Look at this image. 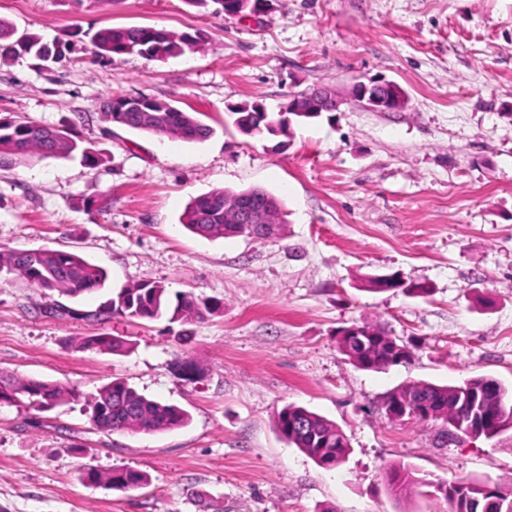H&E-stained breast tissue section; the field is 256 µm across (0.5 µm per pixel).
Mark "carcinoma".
Wrapping results in <instances>:
<instances>
[{
  "mask_svg": "<svg viewBox=\"0 0 512 512\" xmlns=\"http://www.w3.org/2000/svg\"><path fill=\"white\" fill-rule=\"evenodd\" d=\"M262 0H186L198 8L214 7V12L226 17H236L247 7L260 8ZM203 38L194 33L180 35L153 26L104 28L95 35L93 46L96 56L115 59L125 55L144 58L178 56L185 50L202 49ZM32 55L38 60L56 62L61 51L48 49L46 43L34 33L17 34L11 23L0 19V58ZM157 101L148 96H115L104 104V118L108 123L149 134L182 139L186 142L202 141L213 129L197 116L180 110L172 103L159 101L158 112L144 111ZM235 128L243 135L260 137L285 132L288 122L268 112L256 111L255 103L240 104L229 110ZM75 153L90 168H96L107 160V155L92 146L83 145L71 134L37 122L14 117L0 119V167L24 163L34 158H65ZM226 190H214L189 202L183 213L182 225L203 237H238L245 233L237 223L234 213L224 210ZM243 202L256 205L263 202L280 211L281 223L287 224V213L282 202L270 192L252 188L239 192ZM38 289L42 295L55 293L76 297L92 292L105 285L108 274L103 268L68 251L27 249L0 255V272ZM219 310V305L192 293H178L170 298L166 286L155 281H140L121 288L112 299L95 311L67 312L78 319L104 323L114 316L157 320L168 317L170 322L189 323L202 320ZM366 370L382 371L398 365L410 353L406 345L401 351L391 352L392 337L382 327L365 323ZM127 348L126 342L117 336L99 334L88 336L79 344L82 351L94 350L117 354ZM410 394L427 405L434 413V420L459 431L468 429L469 438L485 435V430L474 427L479 415L490 418L500 430L512 429V390L489 377H475L458 385H439L418 381L396 389L384 398L385 413L395 403ZM77 393L67 387L36 378H18L0 373V404H26L41 408L54 405ZM92 426L101 432L131 430L153 434L185 425L189 416L183 409L149 398L123 381H113L102 387L92 404L89 416ZM276 427L288 443L294 445L315 463L332 468L348 454L346 437L334 423L305 407L289 404L276 415ZM85 479L92 483H104L111 488L140 487L148 482L146 474L129 468H114L106 474L90 470ZM390 489L401 494L412 491L421 483L414 470L405 465L391 466L386 472ZM480 482L458 479L445 484L444 497L450 512H512V487L504 495L486 494L479 489Z\"/></svg>",
  "mask_w": 512,
  "mask_h": 512,
  "instance_id": "carcinoma-1",
  "label": "carcinoma"
}]
</instances>
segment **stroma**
<instances>
[{
  "label": "stroma",
  "mask_w": 512,
  "mask_h": 512,
  "mask_svg": "<svg viewBox=\"0 0 512 512\" xmlns=\"http://www.w3.org/2000/svg\"><path fill=\"white\" fill-rule=\"evenodd\" d=\"M18 32L63 41L66 56L0 60V116L69 130L106 152L0 170V253L45 248L105 268L100 291L67 299L91 311L118 288L163 283L221 304L187 324L115 316L104 324L54 312L52 298L0 277V372L76 388L48 410L0 405V512H448L440 484L512 485V430L445 440L439 421L391 419L403 384L487 376L512 387V0H271L227 18L186 0H0ZM201 31L205 50L165 60L98 61L104 27ZM408 95L399 111L350 100L359 81ZM329 88L333 117L250 138L230 104L276 112ZM112 95L162 99L198 114L200 142L109 126ZM278 197L277 240L202 237L179 219L223 189ZM428 285L426 296L366 290L374 275ZM380 325L411 355L383 372L356 368L342 329ZM122 337L121 354L78 350ZM122 380L189 415L154 434L101 433L99 389ZM295 404L339 427L350 448L316 465L277 432ZM422 483L390 492L385 470ZM131 468L146 485L88 483L87 469Z\"/></svg>",
  "instance_id": "stroma-1"
}]
</instances>
